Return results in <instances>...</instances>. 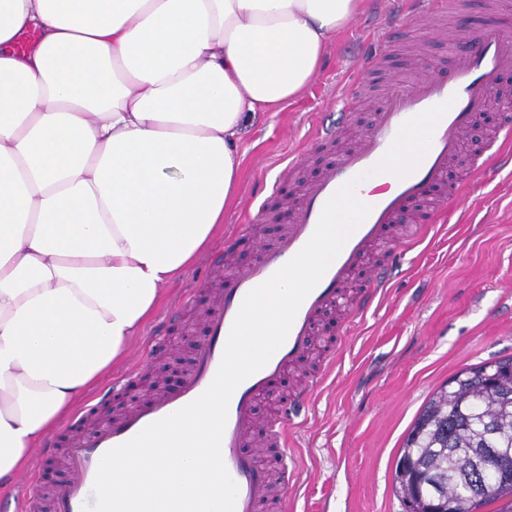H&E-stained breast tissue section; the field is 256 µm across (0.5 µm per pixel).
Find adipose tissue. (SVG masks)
<instances>
[{
  "label": "adipose tissue",
  "instance_id": "obj_1",
  "mask_svg": "<svg viewBox=\"0 0 512 512\" xmlns=\"http://www.w3.org/2000/svg\"><path fill=\"white\" fill-rule=\"evenodd\" d=\"M361 7L0 0V487L212 245L247 115L301 97Z\"/></svg>",
  "mask_w": 512,
  "mask_h": 512
}]
</instances>
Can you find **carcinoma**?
<instances>
[{"label": "carcinoma", "mask_w": 512, "mask_h": 512, "mask_svg": "<svg viewBox=\"0 0 512 512\" xmlns=\"http://www.w3.org/2000/svg\"><path fill=\"white\" fill-rule=\"evenodd\" d=\"M486 448H502L508 471L493 475L489 498L472 496L487 473ZM394 491L404 512H512V358L463 369L428 400L396 460Z\"/></svg>", "instance_id": "cac0c4a2"}]
</instances>
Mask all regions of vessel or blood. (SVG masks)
I'll return each instance as SVG.
<instances>
[{
	"instance_id": "1",
	"label": "vessel or blood",
	"mask_w": 512,
	"mask_h": 512,
	"mask_svg": "<svg viewBox=\"0 0 512 512\" xmlns=\"http://www.w3.org/2000/svg\"><path fill=\"white\" fill-rule=\"evenodd\" d=\"M447 0H392L391 14L408 27L424 26L441 14ZM512 70V39L498 32L490 21L468 38V49L445 76L430 77L422 64H414L412 77L383 99L376 118L362 128L354 147L334 154L299 196L285 194L273 183L267 198L289 218L275 243L250 232L257 259L244 267L230 268L221 285L190 289L180 304L200 307L201 335L194 347L192 365L173 391L160 392L132 406L112 420L77 430L66 450L69 478L52 497L51 512H82L93 504V484L101 457L146 428L198 398L213 381L231 327L246 295L264 283L294 257L315 231L324 205L344 183L358 174L366 179L356 193L372 211L349 237L318 285L301 304L285 342L267 364L233 392L221 451L224 464L238 487L234 512H263L284 500L296 466L289 432L308 405L312 386L294 393L291 402L277 403L267 422L266 436H259L255 417L258 399L276 396L285 375L312 353L322 314L341 311L339 336L347 338L356 317L388 292L400 256L418 241L429 213L416 207L433 190L447 188L445 204L458 201V191L448 188L449 169L460 157L465 136L489 99L485 88L502 73ZM451 101L438 123L432 145L410 175L390 173L367 176L393 142L403 122L424 110ZM40 495L33 492L1 500L0 512H40Z\"/></svg>"
}]
</instances>
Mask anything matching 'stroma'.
<instances>
[{
    "label": "stroma",
    "mask_w": 512,
    "mask_h": 512,
    "mask_svg": "<svg viewBox=\"0 0 512 512\" xmlns=\"http://www.w3.org/2000/svg\"><path fill=\"white\" fill-rule=\"evenodd\" d=\"M490 4L462 0L460 12L432 18L435 27L462 31L455 39L386 26L384 0H364L358 17L330 42L308 90L281 111L256 113L244 124L239 196L224 215V235L213 250L224 249L226 235L242 224L245 208H257L289 156L311 150L313 123L351 110L355 122L334 148L352 146L359 125L390 89L380 79L360 84L374 34L390 40L395 75L408 78L419 56L429 73L445 75L465 48L471 20L484 19ZM417 46L422 55H414ZM450 181L468 184L457 208L440 213L406 253L390 292L357 319L335 365L314 388L306 421L290 432L297 459L289 491L295 512H403L392 488L395 459L420 409L457 371L512 357V165L483 179L455 172ZM199 336L197 311L185 309L180 327L131 381L128 401L103 404L87 425L110 418L126 402L165 391L166 377L186 373Z\"/></svg>",
    "instance_id": "35a3bbf8"
}]
</instances>
